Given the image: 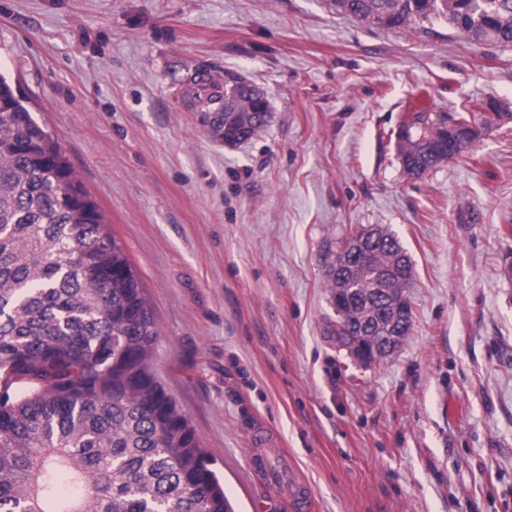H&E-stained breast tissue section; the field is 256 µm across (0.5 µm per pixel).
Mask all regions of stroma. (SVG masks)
Returning <instances> with one entry per match:
<instances>
[{
  "instance_id": "1",
  "label": "stroma",
  "mask_w": 512,
  "mask_h": 512,
  "mask_svg": "<svg viewBox=\"0 0 512 512\" xmlns=\"http://www.w3.org/2000/svg\"><path fill=\"white\" fill-rule=\"evenodd\" d=\"M263 91L270 124L213 140L196 71ZM0 74L60 145L154 309V366L234 512H512V117L423 177L418 112L512 104V47L438 21L383 29L331 0H0ZM380 224L414 326L365 367L330 336L324 256ZM402 164L409 175L421 177L437 164H430L426 153L416 137L409 138L399 148ZM264 469L268 476V479H271V484L273 486L282 485L288 483V490H290L294 496L295 500V508L300 510H307L310 508V495L306 490V487L301 488L298 487L295 483L294 473L291 470H288V480H285L282 475L276 473H269L267 470L265 459L263 458Z\"/></svg>"
}]
</instances>
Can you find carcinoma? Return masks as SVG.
I'll use <instances>...</instances> for the list:
<instances>
[{"mask_svg": "<svg viewBox=\"0 0 512 512\" xmlns=\"http://www.w3.org/2000/svg\"><path fill=\"white\" fill-rule=\"evenodd\" d=\"M336 12L393 29L446 20L467 41L512 46V0H333ZM188 106L219 140L251 137L270 113L254 87L201 72ZM474 103L443 118L489 127ZM408 174L430 164L420 141L399 148ZM361 266L331 258L326 288L336 343L384 339L383 298L413 272L384 229ZM411 304L392 332L404 339ZM159 330L140 277L59 145L0 76V512H230L213 459L153 365Z\"/></svg>", "mask_w": 512, "mask_h": 512, "instance_id": "cac0c4a2", "label": "carcinoma"}]
</instances>
